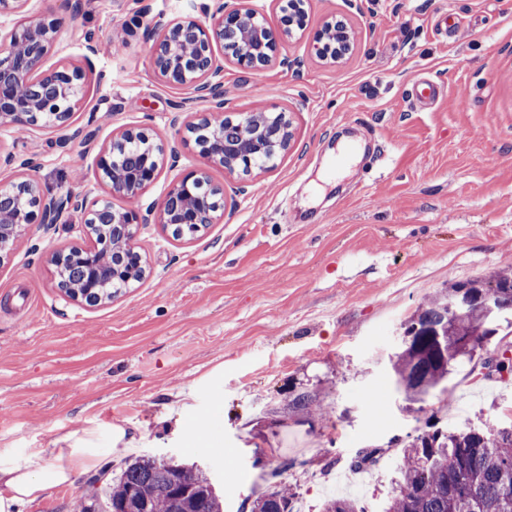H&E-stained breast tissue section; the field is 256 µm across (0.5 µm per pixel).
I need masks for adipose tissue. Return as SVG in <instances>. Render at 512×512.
<instances>
[{"label":"adipose tissue","mask_w":512,"mask_h":512,"mask_svg":"<svg viewBox=\"0 0 512 512\" xmlns=\"http://www.w3.org/2000/svg\"><path fill=\"white\" fill-rule=\"evenodd\" d=\"M117 445L123 432L105 436L99 428L59 437L54 447L39 448L17 462L0 464V512H13L22 503L41 501L50 489L73 484L79 475L95 470L99 464L100 438Z\"/></svg>","instance_id":"obj_1"}]
</instances>
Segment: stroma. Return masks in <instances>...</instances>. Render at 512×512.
<instances>
[{
	"mask_svg": "<svg viewBox=\"0 0 512 512\" xmlns=\"http://www.w3.org/2000/svg\"><path fill=\"white\" fill-rule=\"evenodd\" d=\"M204 3L81 0L98 39L83 111L58 130H0V155L33 158L42 186L117 208L128 202L100 183L97 158L126 125L157 134L177 160L140 210L202 167L224 193L223 219L195 240L140 225L147 276L105 305L64 299L47 265L83 243L79 213L50 232L30 225L0 264V463L91 426L132 443L18 512L105 499L126 459L143 455L199 464L224 512H248L282 483L322 512L327 482L360 448L380 456L356 500L381 512L402 448L428 425L512 417V376L488 379L464 360L447 389L413 402L390 365L429 293L512 266V0H367L360 14L347 0H311L303 37L278 47L300 71L224 66L231 119L296 111L295 149L249 179L207 166L183 130L206 102L150 66L154 33L203 18ZM27 11L60 27L47 65L83 63L66 0H30ZM332 16L359 31L334 66L311 52ZM421 79L438 84L436 98L418 97ZM301 391L327 415L289 412Z\"/></svg>",
	"mask_w": 512,
	"mask_h": 512,
	"instance_id": "stroma-1",
	"label": "stroma"
}]
</instances>
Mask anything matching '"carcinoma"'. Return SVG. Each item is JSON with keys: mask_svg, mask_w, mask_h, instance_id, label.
<instances>
[{"mask_svg": "<svg viewBox=\"0 0 512 512\" xmlns=\"http://www.w3.org/2000/svg\"><path fill=\"white\" fill-rule=\"evenodd\" d=\"M467 286L478 298L495 287L509 319L489 323L478 308L447 314L451 297ZM512 329V269L484 279L450 282L428 296L405 322L411 338L391 361L395 385L423 401L448 381L461 358L473 360L483 340ZM294 412H327L308 392L288 402ZM399 480L383 512H512V423L468 424L417 435L403 449ZM294 495L281 488L256 498L250 512H293ZM111 512H223L224 501L208 474L172 458L141 457L130 463L110 495ZM324 512H359L356 503L332 498Z\"/></svg>", "mask_w": 512, "mask_h": 512, "instance_id": "cac0c4a2", "label": "carcinoma"}]
</instances>
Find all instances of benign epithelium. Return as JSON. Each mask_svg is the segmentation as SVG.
<instances>
[{"mask_svg":"<svg viewBox=\"0 0 512 512\" xmlns=\"http://www.w3.org/2000/svg\"><path fill=\"white\" fill-rule=\"evenodd\" d=\"M27 0H0V15H19L6 38H0V127L25 130L47 126L65 128L85 97L87 73L72 64L44 66L50 49L59 41L60 30L53 20L22 14ZM309 0H285L286 24L268 25L264 12L253 0H213L203 20L172 22L162 28L150 47L154 74L166 85L187 89L209 102L207 111L185 126L208 163L228 174L259 175L271 167L254 169L252 159L267 154L270 160L288 154L295 141L293 112L256 110L240 124L251 130L249 140L224 138V65L217 59L222 50L230 62L253 71L265 69L275 60L277 45L302 34L307 26ZM356 31L336 18H327L312 45L317 58L336 65L349 55ZM164 150L148 130L129 126L112 137L98 158L102 183L112 193L125 197L130 206L114 209L108 199L89 201L67 192H45L32 179L20 176L0 183V264L8 258L32 224L52 228L70 212L82 215L87 243L51 254L53 276L66 261L81 260L107 279L141 282V272L116 266L109 260L112 242L131 254H140L138 227L148 223L135 203L158 177ZM223 190L214 185L208 172L199 169L173 181L155 208L154 221L172 230L179 239H193L221 218ZM63 295L88 306L112 301V290L100 279L78 283L56 281Z\"/></svg>","mask_w":512,"mask_h":512,"instance_id":"obj_1","label":"benign epithelium"}]
</instances>
